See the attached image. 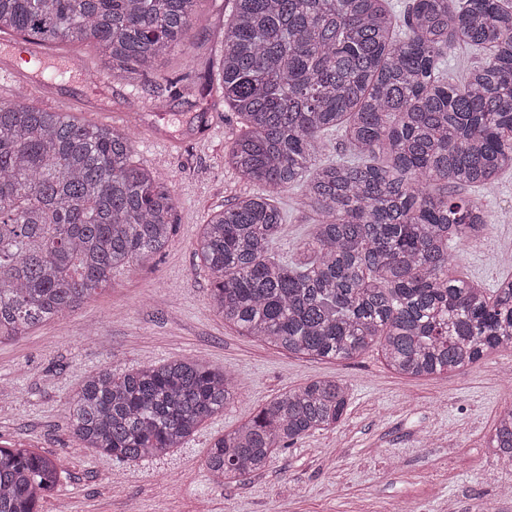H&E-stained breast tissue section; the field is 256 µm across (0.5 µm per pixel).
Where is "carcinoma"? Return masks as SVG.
Here are the masks:
<instances>
[{"label":"carcinoma","instance_id":"1","mask_svg":"<svg viewBox=\"0 0 512 512\" xmlns=\"http://www.w3.org/2000/svg\"><path fill=\"white\" fill-rule=\"evenodd\" d=\"M200 0H0V35L44 45L91 40L131 80L189 42ZM221 88L242 132L224 156L254 187L212 215L196 242L224 322L276 349L352 359L373 346L396 374L463 372L512 350V278L458 274L450 244L491 224L478 195L512 171V0H230ZM477 61L460 82L459 42ZM338 133L348 148L326 155ZM125 129L0 102V344L63 318L112 277L162 252L171 187L133 164ZM314 215L290 256L274 253L280 194ZM237 383L199 360L88 375L69 407L85 449L137 462L180 448ZM347 386L316 378L212 443L219 485L264 470L302 438L336 428ZM486 448L512 462V408ZM58 458L0 446V512H40ZM476 61V56L469 46L461 44L456 52L448 57V75L455 78L461 77L465 70Z\"/></svg>","mask_w":512,"mask_h":512}]
</instances>
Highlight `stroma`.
<instances>
[{
	"mask_svg": "<svg viewBox=\"0 0 512 512\" xmlns=\"http://www.w3.org/2000/svg\"><path fill=\"white\" fill-rule=\"evenodd\" d=\"M231 9L202 0L192 33L194 58L176 47L155 73L129 86L107 70L94 44H63L56 56L103 77L102 90L71 73L45 70L47 88L29 105L99 124L135 94L141 120L132 159L168 179L178 201L165 250L119 275L68 317L0 344V386L12 395L0 412V442L60 457L58 488L43 512H512L502 496L512 462L494 460L483 439L496 415L512 407V353L497 351L468 371L426 379L398 376L374 351L320 361L275 350L225 325L210 304V280L196 252L212 211L250 192L224 164L240 132L219 90L204 91L194 63L221 71V36ZM491 219L484 239L461 245L463 275L495 287L512 268V172L483 194ZM279 203L288 218L278 249L295 250L311 231L295 191ZM176 359H200L237 382L234 399L183 447L122 463L76 449L68 402L81 381L104 366L132 370ZM320 377L340 379L350 404L344 420L299 440L263 471L214 483L204 460L212 439L237 429L278 395Z\"/></svg>",
	"mask_w": 512,
	"mask_h": 512,
	"instance_id": "1",
	"label": "stroma"
}]
</instances>
